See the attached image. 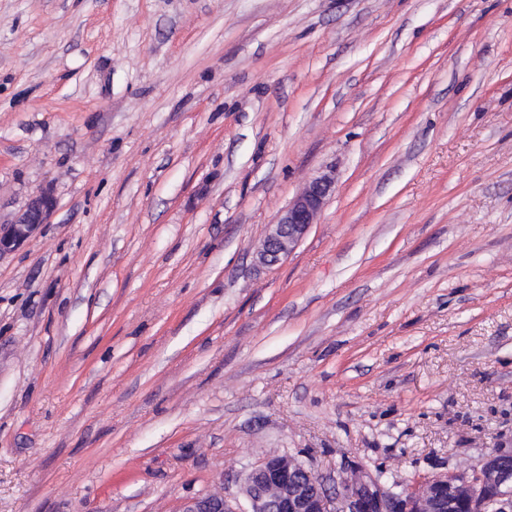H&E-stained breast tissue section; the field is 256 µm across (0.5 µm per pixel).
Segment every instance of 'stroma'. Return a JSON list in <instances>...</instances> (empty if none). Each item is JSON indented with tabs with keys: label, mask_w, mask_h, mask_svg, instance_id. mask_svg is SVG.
<instances>
[{
	"label": "stroma",
	"mask_w": 512,
	"mask_h": 512,
	"mask_svg": "<svg viewBox=\"0 0 512 512\" xmlns=\"http://www.w3.org/2000/svg\"><path fill=\"white\" fill-rule=\"evenodd\" d=\"M45 188L0 260V512L512 439V0H0V224ZM334 181L329 175L312 180L288 205L275 224H270L256 252L257 263L271 267L289 257L314 224L317 214L333 193ZM55 204L49 192L39 191L14 223L0 224V258L17 251L39 225L47 223Z\"/></svg>",
	"instance_id": "stroma-1"
}]
</instances>
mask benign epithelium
Wrapping results in <instances>:
<instances>
[{
	"mask_svg": "<svg viewBox=\"0 0 512 512\" xmlns=\"http://www.w3.org/2000/svg\"><path fill=\"white\" fill-rule=\"evenodd\" d=\"M328 175L312 180L269 225L256 252L258 265L271 267L289 257L333 193ZM55 199L37 192L20 217L0 224V257L17 251L35 229L47 223ZM512 443L496 444L461 472L427 476L392 495L381 477L354 468L350 478L330 489L322 477L287 455L268 456L247 473L243 485L248 512H512ZM183 512H235L215 493L190 503Z\"/></svg>",
	"mask_w": 512,
	"mask_h": 512,
	"instance_id": "benign-epithelium-1",
	"label": "benign epithelium"
}]
</instances>
